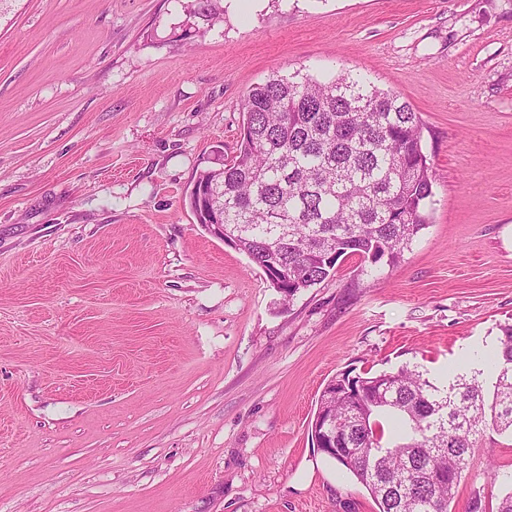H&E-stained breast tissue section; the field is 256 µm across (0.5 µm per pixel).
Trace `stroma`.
<instances>
[{
  "instance_id": "35a3bbf8",
  "label": "stroma",
  "mask_w": 512,
  "mask_h": 512,
  "mask_svg": "<svg viewBox=\"0 0 512 512\" xmlns=\"http://www.w3.org/2000/svg\"><path fill=\"white\" fill-rule=\"evenodd\" d=\"M0 0V512H378L332 378L444 381L512 324V0ZM419 112L431 222L287 297L184 202L275 72ZM512 466L486 431L449 512Z\"/></svg>"
}]
</instances>
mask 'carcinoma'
<instances>
[{
  "label": "carcinoma",
  "instance_id": "obj_1",
  "mask_svg": "<svg viewBox=\"0 0 512 512\" xmlns=\"http://www.w3.org/2000/svg\"><path fill=\"white\" fill-rule=\"evenodd\" d=\"M213 22L221 0H195ZM234 158L199 172L185 202L197 223L224 211V235L259 268L288 271L312 288L336 269L326 260L397 265L428 224L434 173L424 124L411 104L363 77L328 80L274 73L243 105ZM493 374L455 370L439 385L420 366L350 376L329 400L336 438L360 453L337 461L379 512H448L468 454L486 430L512 434V325L501 327ZM404 424L384 437L383 420ZM450 478L434 482L429 474Z\"/></svg>",
  "mask_w": 512,
  "mask_h": 512
}]
</instances>
